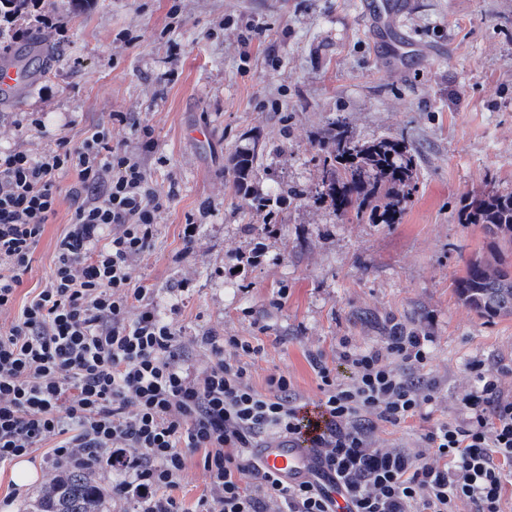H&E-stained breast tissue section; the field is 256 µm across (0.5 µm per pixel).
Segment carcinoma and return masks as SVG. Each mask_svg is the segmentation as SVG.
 <instances>
[{
  "label": "carcinoma",
  "mask_w": 512,
  "mask_h": 512,
  "mask_svg": "<svg viewBox=\"0 0 512 512\" xmlns=\"http://www.w3.org/2000/svg\"><path fill=\"white\" fill-rule=\"evenodd\" d=\"M265 148L235 150L229 175L234 189L249 193ZM316 202L338 216L396 224L417 175L413 149L403 138L364 141L351 135L346 119L328 123L318 140ZM459 219L482 226L486 245L469 258L456 279L459 301L481 318L512 316V190L495 185L467 199ZM108 492L95 478V466L62 470L38 494L27 512H105Z\"/></svg>",
  "instance_id": "obj_1"
}]
</instances>
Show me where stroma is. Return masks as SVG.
Listing matches in <instances>:
<instances>
[{
  "label": "stroma",
  "instance_id": "35a3bbf8",
  "mask_svg": "<svg viewBox=\"0 0 512 512\" xmlns=\"http://www.w3.org/2000/svg\"><path fill=\"white\" fill-rule=\"evenodd\" d=\"M362 2L59 0L38 31L54 48L44 76L0 105V147L38 153L61 135L76 143L109 113H127L113 140L175 193L132 276L161 312L180 305L175 324L195 368L205 337L237 336L261 348L250 359L257 389L282 372L312 403L320 391L309 354L332 364L341 341L380 345L393 318L432 336L425 374L441 399L431 419L376 433L412 449L435 420L456 416L472 362L512 364V316L478 317L454 293L484 242L480 225L458 222L462 201L488 177L512 188V0H406L397 57L374 37ZM251 26L260 38L247 39ZM27 112L43 113V132L22 124ZM338 116L357 138L401 136L416 148L419 179L398 223L351 224L289 197L317 186L318 134ZM201 126L208 137H193ZM257 140L267 149L254 196L280 197L274 224L229 183L234 150ZM189 215L198 229L187 245ZM70 216L62 201L18 295L48 281ZM30 463L38 478L20 487L12 464L0 466L8 512H23L58 473L45 450ZM209 493L192 456L172 494L195 512Z\"/></svg>",
  "mask_w": 512,
  "mask_h": 512
}]
</instances>
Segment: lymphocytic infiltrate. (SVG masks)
I'll return each instance as SVG.
<instances>
[{
    "label": "lymphocytic infiltrate",
    "instance_id": "lymphocytic-infiltrate-1",
    "mask_svg": "<svg viewBox=\"0 0 512 512\" xmlns=\"http://www.w3.org/2000/svg\"><path fill=\"white\" fill-rule=\"evenodd\" d=\"M113 112L80 143L56 138L41 153L0 148V311L11 308L31 254L70 198L69 227L57 243L49 280L0 328V463L29 456L52 441V462L112 469V493L134 512H184L169 491L203 457L211 494L202 512H332L329 494L306 482L284 486L263 470L253 448L274 437H306L349 497L353 512H503L512 476V394L507 370L471 364L473 387L457 416L425 434L436 462L376 445L380 425L405 424L440 398L424 377L432 336L391 320L381 346L336 353L340 379L322 355L309 363L321 419L283 373L252 384L247 363L259 349L235 336L207 339L208 359L194 373L174 323L162 315L131 263L149 249L171 202L127 148L112 138L128 125ZM73 175L68 193L62 176Z\"/></svg>",
    "mask_w": 512,
    "mask_h": 512
}]
</instances>
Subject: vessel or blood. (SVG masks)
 Returning <instances> with one entry per match:
<instances>
[{
	"label": "vessel or blood",
	"instance_id": "b4317fda",
	"mask_svg": "<svg viewBox=\"0 0 512 512\" xmlns=\"http://www.w3.org/2000/svg\"><path fill=\"white\" fill-rule=\"evenodd\" d=\"M402 5L391 0H367L365 12L375 35H384L402 13ZM28 73L10 58L0 59V99L9 100L26 87ZM253 454L260 466L275 475L282 484L296 486L305 481L317 483L334 501L335 512H351V504L342 488L334 483L314 449L288 438L266 440Z\"/></svg>",
	"mask_w": 512,
	"mask_h": 512
}]
</instances>
